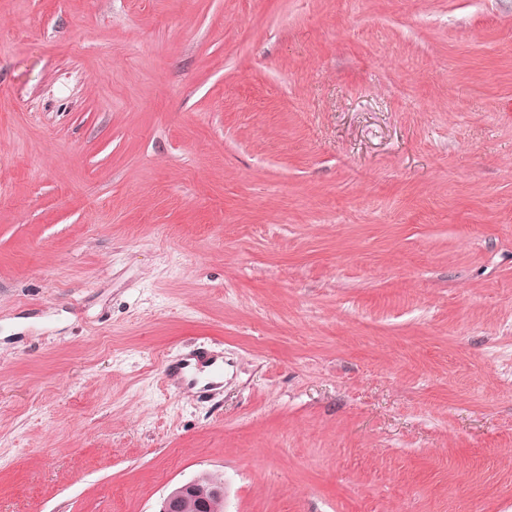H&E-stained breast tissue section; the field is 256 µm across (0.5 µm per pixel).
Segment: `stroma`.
Returning a JSON list of instances; mask_svg holds the SVG:
<instances>
[{
  "label": "stroma",
  "instance_id": "obj_1",
  "mask_svg": "<svg viewBox=\"0 0 512 512\" xmlns=\"http://www.w3.org/2000/svg\"><path fill=\"white\" fill-rule=\"evenodd\" d=\"M511 103L512 0H0V512H512ZM198 357V355H187L176 361H170L166 364L164 375L168 381H181L191 384H196V376L200 372L208 371L213 375L211 381L200 387V392L210 394L217 390L218 382L221 377L224 378V362L218 357L208 356L203 361H198L197 364H192L189 359ZM198 478L184 483L181 487L172 490L166 498H164L159 512H181V499L186 492L202 494L206 491V495L212 503L211 512H224V482L207 475L204 480L206 490L199 486ZM220 491V493H219Z\"/></svg>",
  "mask_w": 512,
  "mask_h": 512
}]
</instances>
